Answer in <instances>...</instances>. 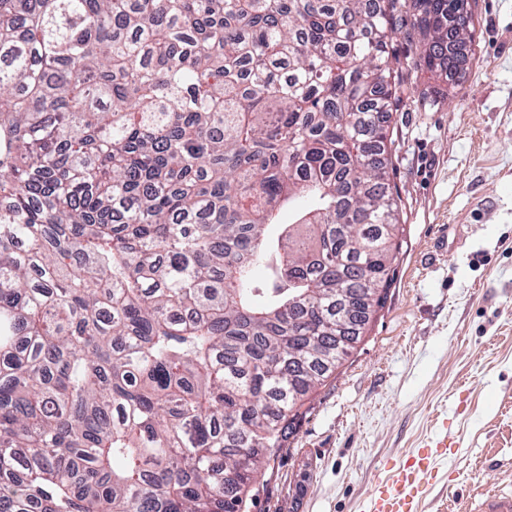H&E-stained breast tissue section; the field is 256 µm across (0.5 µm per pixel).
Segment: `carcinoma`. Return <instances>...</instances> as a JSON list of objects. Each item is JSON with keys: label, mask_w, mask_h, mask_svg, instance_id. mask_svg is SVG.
<instances>
[{"label": "carcinoma", "mask_w": 512, "mask_h": 512, "mask_svg": "<svg viewBox=\"0 0 512 512\" xmlns=\"http://www.w3.org/2000/svg\"><path fill=\"white\" fill-rule=\"evenodd\" d=\"M397 2L0 0V512H246L392 282Z\"/></svg>", "instance_id": "obj_1"}]
</instances>
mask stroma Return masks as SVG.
<instances>
[{
	"mask_svg": "<svg viewBox=\"0 0 512 512\" xmlns=\"http://www.w3.org/2000/svg\"><path fill=\"white\" fill-rule=\"evenodd\" d=\"M396 10L388 169L403 246L366 335L310 394L248 512H365L375 482L444 439L417 512L512 488V0H473L463 82Z\"/></svg>",
	"mask_w": 512,
	"mask_h": 512,
	"instance_id": "35a3bbf8",
	"label": "stroma"
}]
</instances>
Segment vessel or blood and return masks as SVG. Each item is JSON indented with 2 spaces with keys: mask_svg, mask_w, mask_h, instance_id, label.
<instances>
[{
  "mask_svg": "<svg viewBox=\"0 0 512 512\" xmlns=\"http://www.w3.org/2000/svg\"><path fill=\"white\" fill-rule=\"evenodd\" d=\"M446 441L436 442L412 456L391 478L381 480L368 498L370 512H417L420 488L431 475L433 462L444 454ZM475 512H512V492L490 491L475 504Z\"/></svg>",
  "mask_w": 512,
  "mask_h": 512,
  "instance_id": "obj_1",
  "label": "vessel or blood"
}]
</instances>
